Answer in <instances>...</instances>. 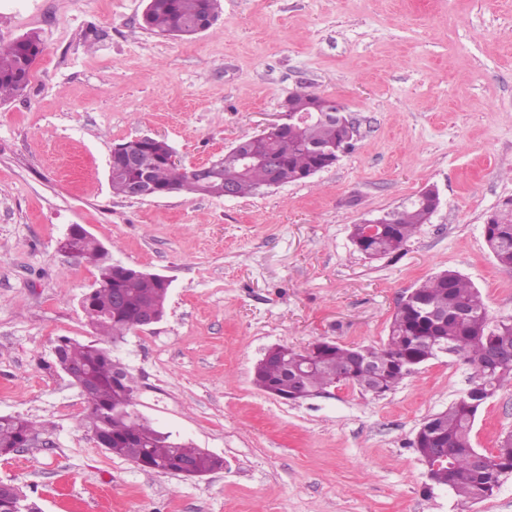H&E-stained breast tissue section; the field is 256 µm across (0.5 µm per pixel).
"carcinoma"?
Here are the masks:
<instances>
[{
  "mask_svg": "<svg viewBox=\"0 0 512 512\" xmlns=\"http://www.w3.org/2000/svg\"><path fill=\"white\" fill-rule=\"evenodd\" d=\"M215 9V0H148L143 13L145 27L157 34L182 37L197 33L199 22ZM44 47L35 34L24 36V42L0 47V101L22 95L30 83L32 66ZM285 105L308 110L311 120L288 130V139L242 141L253 155L278 160L281 177L287 183L299 182L323 158L318 150L351 147L347 130L327 112L330 98L301 86L286 99ZM143 155L146 172L134 169L112 174V191L128 196L132 182L141 175L163 195L186 190L195 194L223 196L224 188H233L236 196L250 195L264 186L269 171L261 163L243 165L238 155L224 153L219 166L209 179H199L190 168L167 161L165 146L148 145ZM431 211L420 197L401 209L386 213L384 228L368 238L366 248L376 256L402 251L424 224ZM485 240L498 265L512 270V199L503 209L490 216L484 227ZM102 243L93 235H84L74 244V257L90 260L98 269L90 299L82 307L98 329L101 341H114L135 328L143 311L154 307L165 312L169 286L149 272L129 274L126 267L101 262ZM124 294V304L112 306L113 294ZM422 303L399 302L389 326L386 342L380 348L361 347L367 359L382 362L384 380L380 386L390 390L410 376L406 368L417 369L438 356L437 347L448 346L469 370L470 387L481 392L475 398L465 393L448 405V409L430 416L424 427L432 435L448 440V463L434 474V483L449 484L462 505L483 501L494 494L496 482L512 474V434L498 438L495 452L479 454L471 440V432L481 407L504 386L512 384V364H496L489 359L492 347L512 349V316L492 318L480 291L456 270H444L429 277L417 287ZM351 348L335 344L311 366L294 371L298 353L288 350V362L267 363L258 373V381L282 394L298 393L316 396L333 385H343L350 371ZM56 365L64 371L69 366L92 370L96 385L88 400L82 424L93 436L107 440L105 450L119 458L143 463V469L177 473L178 464L194 460L203 471L221 468L223 460L215 458L192 442L176 439L170 433L155 429L146 419L133 413L137 406L134 377L112 360L111 350L90 341L81 343L64 338L55 348ZM33 423L18 416H0V457L16 451L19 444L32 438ZM25 505L26 512H40L34 502L25 501L19 487L0 483V512H15V505Z\"/></svg>",
  "mask_w": 512,
  "mask_h": 512,
  "instance_id": "carcinoma-1",
  "label": "carcinoma"
}]
</instances>
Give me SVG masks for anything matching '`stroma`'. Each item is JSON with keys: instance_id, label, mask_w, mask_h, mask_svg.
I'll return each instance as SVG.
<instances>
[{"instance_id": "1", "label": "stroma", "mask_w": 512, "mask_h": 512, "mask_svg": "<svg viewBox=\"0 0 512 512\" xmlns=\"http://www.w3.org/2000/svg\"><path fill=\"white\" fill-rule=\"evenodd\" d=\"M146 0H0V46L44 47L26 91L0 102V415L38 434L0 457V482L41 512H512V475L465 506L412 448L467 388L445 354L382 396L339 385L285 402L253 371L274 344L382 346L402 295L446 269L512 314V271L484 226L512 199V0H218L182 39L142 26ZM306 86L340 98L353 147L309 179L224 198L113 194L112 148L164 136L182 165L224 154ZM429 187L441 204L400 253L366 258L353 224ZM82 225L114 261L171 281L157 324L112 358L139 412L224 459L201 478L112 456L54 368L60 338L97 333L81 300L97 268L59 248ZM512 431V387L472 442Z\"/></svg>"}]
</instances>
